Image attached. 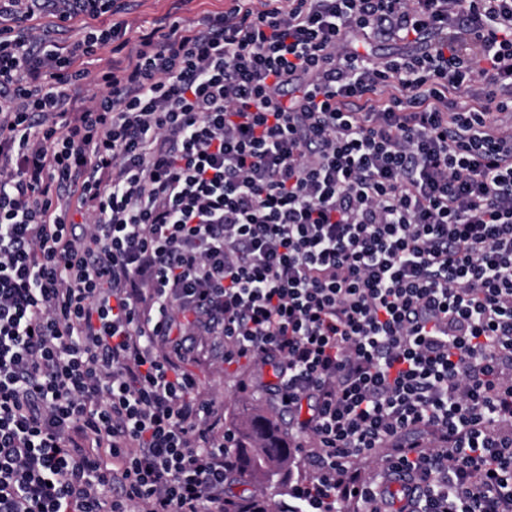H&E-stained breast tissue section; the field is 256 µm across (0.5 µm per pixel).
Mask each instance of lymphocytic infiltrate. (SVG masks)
Segmentation results:
<instances>
[{"label":"lymphocytic infiltrate","instance_id":"lymphocytic-infiltrate-1","mask_svg":"<svg viewBox=\"0 0 512 512\" xmlns=\"http://www.w3.org/2000/svg\"><path fill=\"white\" fill-rule=\"evenodd\" d=\"M127 8L0 0V512H225L193 336L275 369L299 512H382L368 457L409 512H512V0H229L74 107ZM30 24L35 26V31L38 33L42 34L43 30L48 31L49 35L54 38L60 46L71 44L78 38L76 24L71 27L59 28L58 31L57 27L53 24V20L49 17H42ZM357 51L361 54L368 52L376 61H380L385 57L395 55L402 51H410V47L403 46L402 43H394L387 40H375L369 44H362L356 46Z\"/></svg>","mask_w":512,"mask_h":512}]
</instances>
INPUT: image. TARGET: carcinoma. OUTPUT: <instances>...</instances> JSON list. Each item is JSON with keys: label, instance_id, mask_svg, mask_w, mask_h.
I'll return each instance as SVG.
<instances>
[{"label": "carcinoma", "instance_id": "1", "mask_svg": "<svg viewBox=\"0 0 512 512\" xmlns=\"http://www.w3.org/2000/svg\"><path fill=\"white\" fill-rule=\"evenodd\" d=\"M235 431L240 443V474L288 485L293 449L276 421L263 415H250L247 423L239 425Z\"/></svg>", "mask_w": 512, "mask_h": 512}]
</instances>
